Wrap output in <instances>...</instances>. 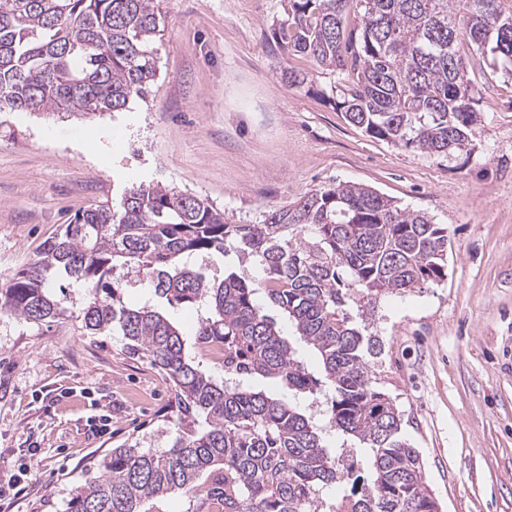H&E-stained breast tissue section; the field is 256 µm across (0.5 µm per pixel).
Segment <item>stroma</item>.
Instances as JSON below:
<instances>
[{
	"label": "stroma",
	"mask_w": 512,
	"mask_h": 512,
	"mask_svg": "<svg viewBox=\"0 0 512 512\" xmlns=\"http://www.w3.org/2000/svg\"><path fill=\"white\" fill-rule=\"evenodd\" d=\"M157 4V75L128 111L0 112V284L76 212L134 183L175 187L235 224L340 182L376 189L448 230L447 278L381 298L367 321L383 345L376 386L442 512H512V78L465 51L481 84L475 134L452 156L424 153L350 123L334 75L276 47L288 0ZM289 68L306 82L284 81ZM63 295L66 315L49 322L0 314V481L28 472L14 512H66L89 463L176 433L166 376L123 337L83 328L81 286Z\"/></svg>",
	"instance_id": "obj_1"
}]
</instances>
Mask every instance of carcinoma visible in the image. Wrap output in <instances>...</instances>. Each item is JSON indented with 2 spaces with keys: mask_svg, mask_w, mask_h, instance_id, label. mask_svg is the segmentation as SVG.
I'll return each instance as SVG.
<instances>
[{
  "mask_svg": "<svg viewBox=\"0 0 512 512\" xmlns=\"http://www.w3.org/2000/svg\"><path fill=\"white\" fill-rule=\"evenodd\" d=\"M360 12L344 27L350 2ZM276 31L286 51L337 75V107L396 146L452 155L469 142L479 95L463 42L512 74V0H288ZM155 0H0V109L123 112L156 77ZM234 246L261 270L211 279L200 261ZM447 228L348 182L321 188L260 224H231L204 200L159 182L125 190L116 206L78 213L38 258L0 286V313L39 324L67 308L57 272L84 288L78 317L92 334L114 331L128 352L168 378L177 437L161 450L112 449L72 492L66 512H440L422 458L402 435V414L375 386L376 300L447 277ZM146 284L153 305L130 306ZM295 332L282 336L265 306ZM200 312L193 339L163 314ZM317 357L314 376L296 344ZM224 348L219 382L190 355ZM273 380L313 397L326 417L242 384ZM359 443L364 461L336 463L332 432ZM368 479L358 485L356 467ZM350 492L330 496L345 483Z\"/></svg>",
  "mask_w": 512,
  "mask_h": 512,
  "instance_id": "1",
  "label": "carcinoma"
}]
</instances>
